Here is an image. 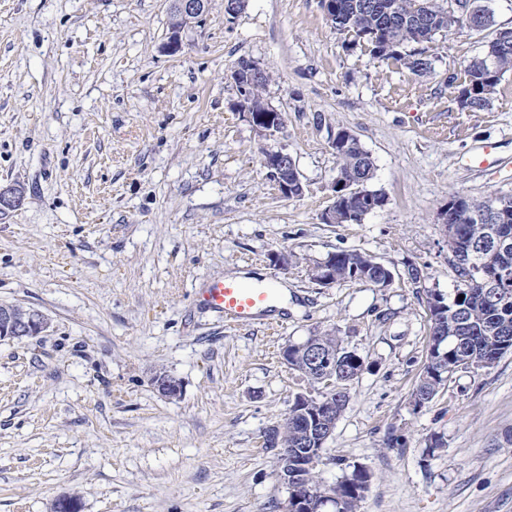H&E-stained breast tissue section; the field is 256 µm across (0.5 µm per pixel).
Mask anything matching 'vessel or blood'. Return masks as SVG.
<instances>
[{"label": "vessel or blood", "mask_w": 512, "mask_h": 512, "mask_svg": "<svg viewBox=\"0 0 512 512\" xmlns=\"http://www.w3.org/2000/svg\"><path fill=\"white\" fill-rule=\"evenodd\" d=\"M277 290L274 284H247L236 280L214 279L202 291V302L237 324L270 318Z\"/></svg>", "instance_id": "vessel-or-blood-1"}]
</instances>
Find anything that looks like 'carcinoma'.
I'll use <instances>...</instances> for the list:
<instances>
[{"label": "carcinoma", "instance_id": "carcinoma-1", "mask_svg": "<svg viewBox=\"0 0 512 512\" xmlns=\"http://www.w3.org/2000/svg\"><path fill=\"white\" fill-rule=\"evenodd\" d=\"M354 0H332L327 19L336 31H353L367 44L374 58L386 56L403 63L412 73L425 76L432 72V60L421 58L422 51L404 48L412 44L430 43L435 36L448 31V13L455 14L467 7L464 0H422L427 6L431 22L425 27L410 24L419 2L417 0H375L376 11L355 12ZM480 0H473L477 15L473 22L462 26L481 32L495 26V15L484 11ZM512 70V48L505 49L491 39L486 44L484 55L469 61L465 67V81L461 89L459 104L470 111L487 108L504 73ZM270 80L266 74L248 92L246 107L251 112H261L267 106L263 96ZM337 176L350 179L360 174L364 182L374 178V162L369 152L356 136L349 137L344 148L336 153ZM373 202L374 208L384 205L380 193L364 190L363 200L344 198L336 204V223H346L348 212L356 211ZM457 203L456 223L448 225V249L451 251L461 286L450 297H441L445 305L428 309L429 319L438 316L448 321V335H429L427 353L437 357L418 376L412 391L415 405L421 406L433 399L445 385L448 377L460 370L480 369L493 366L505 353L512 351V194L494 198L498 220L494 224H473L467 215L489 207V200H478L456 194L448 203ZM495 230L500 241L496 253L489 257L488 264L469 266L466 255L479 246L488 231ZM336 282L358 279L374 286L384 283L386 274L375 266L372 256L341 250L327 257ZM323 349L336 359V385L348 389L358 379L361 363L358 355L342 346L335 333H324L317 337ZM288 365L313 382L318 379L309 374V365L299 354L297 344L286 346ZM319 407L294 396L284 421L265 433L266 447L288 449V469L303 471L307 461L293 456V445L298 436L316 423ZM370 475L364 468H356L336 484L335 504L339 512H359L360 503L368 489Z\"/></svg>", "mask_w": 512, "mask_h": 512}]
</instances>
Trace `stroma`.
<instances>
[{
  "mask_svg": "<svg viewBox=\"0 0 512 512\" xmlns=\"http://www.w3.org/2000/svg\"><path fill=\"white\" fill-rule=\"evenodd\" d=\"M170 6L0 0V186L24 192L0 213V304L49 322L0 341V512H50L64 496L80 512H285L264 434L295 394L323 387L282 351L332 330L364 370L325 444L323 484L362 467L360 512H512V352L422 406L411 397L425 293L459 283L448 199L512 193V71L487 109L458 105L492 31L436 36L420 77L337 32L320 0H247L232 18L210 0L175 54ZM243 58L271 75L275 138L236 107ZM341 130L386 198L357 224L323 221ZM271 148L293 156L301 197L270 179ZM341 250L382 262L392 283L318 285L311 267ZM236 272L287 285L277 330L201 304L206 282ZM159 370L177 398L153 387Z\"/></svg>",
  "mask_w": 512,
  "mask_h": 512,
  "instance_id": "35a3bbf8",
  "label": "stroma"
}]
</instances>
